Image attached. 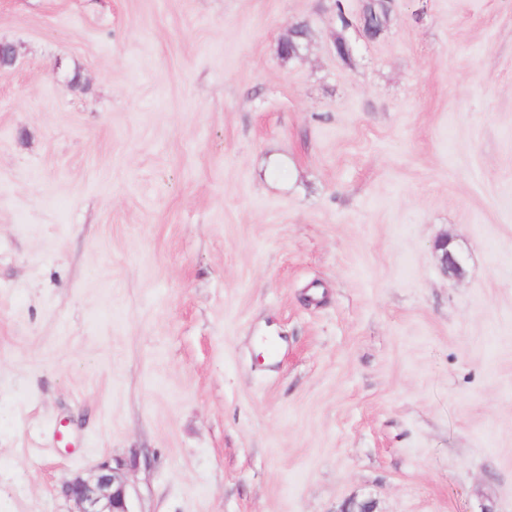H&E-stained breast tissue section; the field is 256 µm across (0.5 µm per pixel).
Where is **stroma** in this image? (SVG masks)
<instances>
[{"label":"stroma","mask_w":512,"mask_h":512,"mask_svg":"<svg viewBox=\"0 0 512 512\" xmlns=\"http://www.w3.org/2000/svg\"><path fill=\"white\" fill-rule=\"evenodd\" d=\"M362 6L0 0V512H512V0ZM450 244L451 241L448 240V238H441L436 242L434 250L437 254L442 271L448 276L461 278L464 274L465 258L461 252L457 250L456 252H452L449 250L448 246ZM128 485L125 463L115 459L86 477L66 480L62 492L72 502L70 512H133Z\"/></svg>","instance_id":"stroma-1"}]
</instances>
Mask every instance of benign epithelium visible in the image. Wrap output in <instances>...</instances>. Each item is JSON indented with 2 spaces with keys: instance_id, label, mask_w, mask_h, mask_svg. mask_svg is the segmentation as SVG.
Segmentation results:
<instances>
[{
  "instance_id": "7a95c632",
  "label": "benign epithelium",
  "mask_w": 512,
  "mask_h": 512,
  "mask_svg": "<svg viewBox=\"0 0 512 512\" xmlns=\"http://www.w3.org/2000/svg\"><path fill=\"white\" fill-rule=\"evenodd\" d=\"M451 241L439 239L434 250L442 271L452 277L464 274L465 258L448 249ZM62 492L72 502L70 512H132L125 463L115 459L86 477L77 476L62 484Z\"/></svg>"
}]
</instances>
